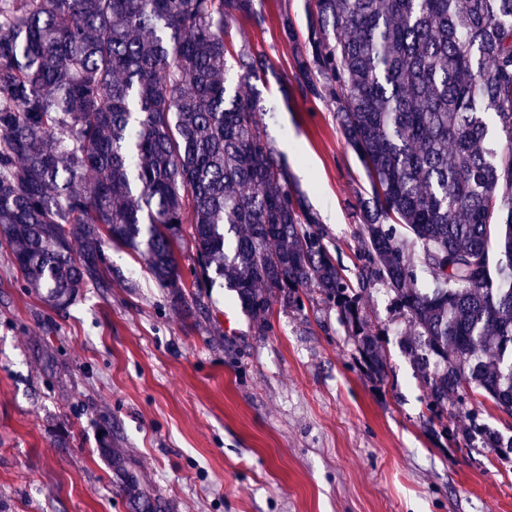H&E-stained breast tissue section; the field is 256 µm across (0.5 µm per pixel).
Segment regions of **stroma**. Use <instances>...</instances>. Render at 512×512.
<instances>
[{"instance_id": "1", "label": "stroma", "mask_w": 512, "mask_h": 512, "mask_svg": "<svg viewBox=\"0 0 512 512\" xmlns=\"http://www.w3.org/2000/svg\"><path fill=\"white\" fill-rule=\"evenodd\" d=\"M254 7L224 41L265 54L246 81L265 111L262 134L357 280L358 201L370 183L335 107L296 76L315 0ZM182 232V301L142 256L113 245L110 286L87 284L63 312L27 288L0 239V512H130L118 455L166 512H512V456L479 440L457 447L463 417L436 435L402 350L414 330L382 283L363 298L383 333L379 383L320 299L274 305L263 331L222 283L191 288L190 225Z\"/></svg>"}]
</instances>
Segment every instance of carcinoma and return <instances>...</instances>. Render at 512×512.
Returning <instances> with one entry per match:
<instances>
[{"instance_id":"1","label":"carcinoma","mask_w":512,"mask_h":512,"mask_svg":"<svg viewBox=\"0 0 512 512\" xmlns=\"http://www.w3.org/2000/svg\"><path fill=\"white\" fill-rule=\"evenodd\" d=\"M252 14L253 0H0V233L28 288L64 310L87 283L107 287L111 242L180 299L190 224L192 287L224 280L262 330L272 299L301 310L314 291L378 379L362 295L381 282L416 331L404 354L433 370L432 417L454 394L465 446L511 453L474 395L512 416V0H316L297 77L336 105L371 183L356 285L257 101L226 86L224 26ZM234 60L244 79L264 67L244 48ZM112 463L132 512H162Z\"/></svg>"}]
</instances>
